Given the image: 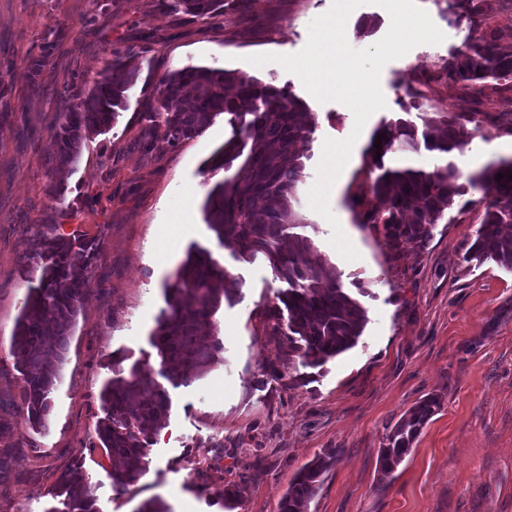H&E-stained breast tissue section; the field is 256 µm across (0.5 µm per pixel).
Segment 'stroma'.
Returning a JSON list of instances; mask_svg holds the SVG:
<instances>
[{"label":"stroma","mask_w":512,"mask_h":512,"mask_svg":"<svg viewBox=\"0 0 512 512\" xmlns=\"http://www.w3.org/2000/svg\"><path fill=\"white\" fill-rule=\"evenodd\" d=\"M445 39L387 63L380 75L384 109L366 122L329 194V207L359 257L331 245L332 228L309 202L325 139L354 127L342 103H321L280 65L252 56L300 52L309 25L333 0H253L242 15L183 23L159 0H0V448L15 451L13 477L0 485V512H48L60 474L81 461L99 512H138L161 501L169 512H279L295 474L317 455L335 462L308 512H512V272L463 262L478 210L439 225L419 254L392 259L383 233L356 224L351 196L366 182L364 152L382 121L397 116L415 87L423 111L491 117L512 92L454 90L422 83L467 33L435 0H416ZM132 54L142 63L128 108L90 135L76 167L57 170L50 138L73 97ZM44 57L40 76L29 61ZM238 69L290 86L317 128L309 174L298 189L319 251L343 282L370 292L369 323L358 345L313 378L284 358L286 341L264 317L280 287L264 256L239 262L218 245L202 211L203 163L232 135L216 118L178 146L152 137L143 118L153 90L186 66ZM99 237L82 309L67 339L62 380L45 429L26 420L13 335L28 284L18 271L36 239L58 229ZM209 249L236 277L241 300L216 314L221 362L170 388L171 409L154 438L147 470L126 487L96 440L99 394L111 378V354L141 358L164 308L165 281L188 249ZM441 405L410 454L382 475L379 450L388 429L417 402ZM239 486L226 508L216 492Z\"/></svg>","instance_id":"stroma-1"}]
</instances>
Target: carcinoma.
<instances>
[{"label":"carcinoma","mask_w":512,"mask_h":512,"mask_svg":"<svg viewBox=\"0 0 512 512\" xmlns=\"http://www.w3.org/2000/svg\"><path fill=\"white\" fill-rule=\"evenodd\" d=\"M444 10L466 21L461 46L442 60L448 87L486 85L494 91L512 89V50L501 30L490 23L507 8V0H443ZM168 10L188 20H207L227 12L247 13L252 0H161ZM139 67L117 55L90 91L70 103L51 138L59 166L70 168L83 142L108 128L127 108V92ZM414 98L402 115L379 126L373 136L386 135L382 150L369 143L365 169L370 195L359 224L382 226L385 244L396 259L418 254L434 238L437 225L451 223L456 208L481 211V221L463 260L478 266L487 261L512 271V157H500L477 170L462 172L455 158L481 132V111H420ZM224 116L233 135L205 162L204 173L224 178L205 196V224L220 246L236 261L263 254L274 277L283 284L277 302L265 313L273 332L288 337L287 356L305 368H318L353 349L369 322L360 297L366 289L347 288L342 274L318 253L313 239L295 232L308 226L300 215L297 187L308 176L316 123L307 106L289 87L224 67H184L168 73L156 88L143 118L161 132L170 146L202 134ZM426 152L433 168L412 158ZM381 157H376V153ZM503 178L495 180L498 173ZM102 240L75 232L59 233L34 244L32 258L21 262L30 283L21 307L14 355L23 376L27 418L45 426L51 394L61 379L63 350L83 304L85 285ZM166 307L160 312L149 344L158 371L148 360L112 355V379L100 393L103 416L96 432L112 455V484L125 487L145 471L153 436L171 408L167 389L154 374L178 386L190 375H203L220 359L223 344L200 335L225 303L240 300L237 279L212 253L190 248L173 279L164 283ZM440 407L432 395L410 408L390 429L379 449L381 472L393 473L411 451L425 424ZM334 456L315 457L293 478L280 500L279 512H307ZM61 507L49 512H96L80 463L58 478L52 490Z\"/></svg>","instance_id":"1"}]
</instances>
